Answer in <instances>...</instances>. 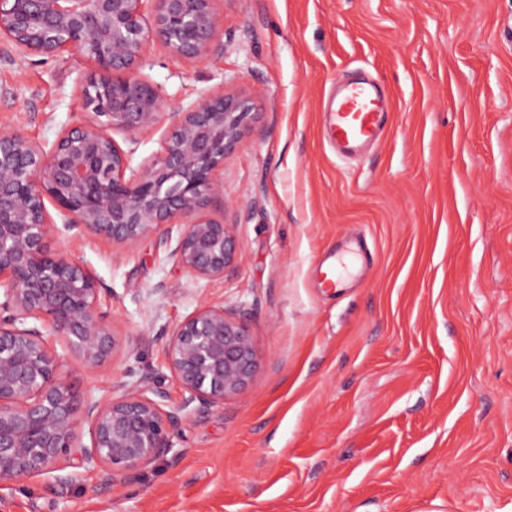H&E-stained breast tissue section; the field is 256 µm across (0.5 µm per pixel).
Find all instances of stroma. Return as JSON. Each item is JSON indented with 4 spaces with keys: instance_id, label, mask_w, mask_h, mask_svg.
<instances>
[{
    "instance_id": "stroma-1",
    "label": "stroma",
    "mask_w": 512,
    "mask_h": 512,
    "mask_svg": "<svg viewBox=\"0 0 512 512\" xmlns=\"http://www.w3.org/2000/svg\"><path fill=\"white\" fill-rule=\"evenodd\" d=\"M204 59L150 45L139 76L171 112L235 90L259 114L224 161L242 259L190 276L163 232L126 248L64 227L53 251L95 274L120 335L95 369L64 341L83 397L183 390L173 327L223 307L255 339L259 371L223 405L173 427L171 450L101 489L75 469L0 483V512H512V0H218ZM93 63L21 57L0 41V127L52 143L83 117ZM369 76L390 114L342 160L326 139L336 79ZM353 255L347 284L322 262Z\"/></svg>"
}]
</instances>
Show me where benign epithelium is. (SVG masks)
I'll list each match as a JSON object with an SVG mask.
<instances>
[{"label":"benign epithelium","instance_id":"1","mask_svg":"<svg viewBox=\"0 0 512 512\" xmlns=\"http://www.w3.org/2000/svg\"><path fill=\"white\" fill-rule=\"evenodd\" d=\"M217 0H0V40L22 57L75 51L95 70L82 89L84 118L47 147L0 128V481L86 466L104 485L124 483L171 449L180 412L197 414L243 392L260 358L248 327L222 307L205 306L177 324L166 365L185 397L133 387L106 401L79 396L60 376L50 337L87 365L112 360L120 339L98 303L97 280L83 263L49 250L67 228L125 247L165 228L171 256L192 276L221 280L240 260L237 223L213 220L224 200L216 176L256 115L252 98L207 97L173 120L162 150L135 171L132 152L113 137L151 133L165 116L157 85L137 77L148 45L196 60L216 47ZM90 423L82 444L77 418Z\"/></svg>","mask_w":512,"mask_h":512}]
</instances>
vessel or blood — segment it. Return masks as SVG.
I'll return each instance as SVG.
<instances>
[{"label": "vessel or blood", "mask_w": 512, "mask_h": 512, "mask_svg": "<svg viewBox=\"0 0 512 512\" xmlns=\"http://www.w3.org/2000/svg\"><path fill=\"white\" fill-rule=\"evenodd\" d=\"M388 102L369 80L349 82L327 103L331 141L338 151L352 152L375 141L386 122Z\"/></svg>", "instance_id": "obj_1"}]
</instances>
